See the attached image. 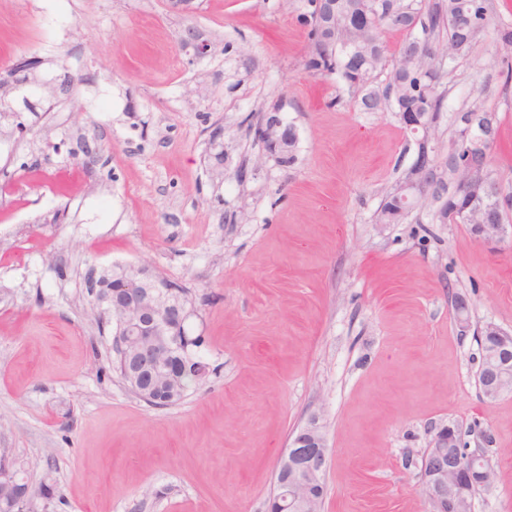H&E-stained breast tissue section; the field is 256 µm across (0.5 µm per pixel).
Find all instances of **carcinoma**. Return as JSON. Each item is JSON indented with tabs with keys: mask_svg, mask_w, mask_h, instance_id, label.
I'll list each match as a JSON object with an SVG mask.
<instances>
[{
	"mask_svg": "<svg viewBox=\"0 0 512 512\" xmlns=\"http://www.w3.org/2000/svg\"><path fill=\"white\" fill-rule=\"evenodd\" d=\"M307 2L309 10L300 14V21L311 29L306 69L319 74L336 73L353 87L365 85L370 75L383 65V36L390 32L404 35L385 83L367 88L362 96L361 106L365 112H420L431 126L445 105V93L439 90V84L446 60L467 55L474 42L490 31L504 53L503 61L509 60L512 51V24L497 21L491 0H444L439 8L429 12L425 21L414 7L415 0H393L392 10L386 7V0H340L334 34L318 15L317 0ZM443 29L448 31L445 44L448 54L436 52L422 57L412 51L417 41L429 42ZM333 37L336 38L334 50L330 48ZM354 40L369 43L370 53L355 57L347 47ZM481 136L482 132L473 128L468 139L455 137L448 155L434 156L440 171L431 196L400 209L395 204L394 192L390 191L374 213V223L403 224L414 211L429 205L431 221L460 224L462 209L472 202L491 213L507 215L512 209V191L505 190L496 177H489L487 187H476L467 193L455 180L458 168L466 169L472 162L490 168L489 155L476 147ZM202 345V337L190 336L176 346L172 358L158 368L157 381L164 394L151 405L160 408L174 405L191 387L203 382L204 376H195L196 367L204 364L198 352Z\"/></svg>",
	"mask_w": 512,
	"mask_h": 512,
	"instance_id": "cac0c4a2",
	"label": "carcinoma"
}]
</instances>
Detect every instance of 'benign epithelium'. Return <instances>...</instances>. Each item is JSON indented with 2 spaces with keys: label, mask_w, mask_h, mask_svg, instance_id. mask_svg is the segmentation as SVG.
<instances>
[{
  "label": "benign epithelium",
  "mask_w": 512,
  "mask_h": 512,
  "mask_svg": "<svg viewBox=\"0 0 512 512\" xmlns=\"http://www.w3.org/2000/svg\"><path fill=\"white\" fill-rule=\"evenodd\" d=\"M400 123L411 133L421 131L428 135L422 116L415 112L400 114ZM476 125L482 131L479 147L492 146L497 136L498 113L485 118L480 112L470 117L468 126ZM255 137L266 151L278 157L295 148L294 131L278 119L260 121ZM430 164L429 156L421 158L408 179L400 184L398 203L417 201L431 191L435 171ZM470 230L477 241L495 246L503 241L506 224L492 217L470 225ZM117 272L110 286L98 281L94 268L89 270L88 277L93 287L100 288L102 308L116 315V347L127 360V378L147 395L149 387L142 386L144 378L152 376L158 360L169 355L173 341L186 335L185 327L194 309L171 296L159 278L146 268L119 267ZM481 335L491 342L482 349L478 369L482 379L480 392L492 401L512 391V334L490 323ZM327 453L319 426L309 423L281 460L279 492L271 512H316L315 506L325 489ZM22 482L18 469L1 454L0 503L6 504V512H35L34 499L18 489ZM420 482L430 512H472L475 491L492 483V467L482 449L467 448L459 427L448 425L438 431L421 455Z\"/></svg>",
  "instance_id": "7a95c632"
}]
</instances>
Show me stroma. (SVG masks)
<instances>
[{
	"label": "stroma",
	"instance_id": "1",
	"mask_svg": "<svg viewBox=\"0 0 512 512\" xmlns=\"http://www.w3.org/2000/svg\"><path fill=\"white\" fill-rule=\"evenodd\" d=\"M306 0H0V453L39 512H267L292 438L329 450L322 512H429L420 455L445 425L495 477L473 512H512V393L483 399L480 331H512V235L376 224L417 156L391 112L305 67ZM429 145L458 109L499 117L493 35L447 61ZM294 128L292 162L253 128ZM188 288L211 372L179 404L111 369L90 269ZM469 326L460 329L455 302Z\"/></svg>",
	"mask_w": 512,
	"mask_h": 512
}]
</instances>
